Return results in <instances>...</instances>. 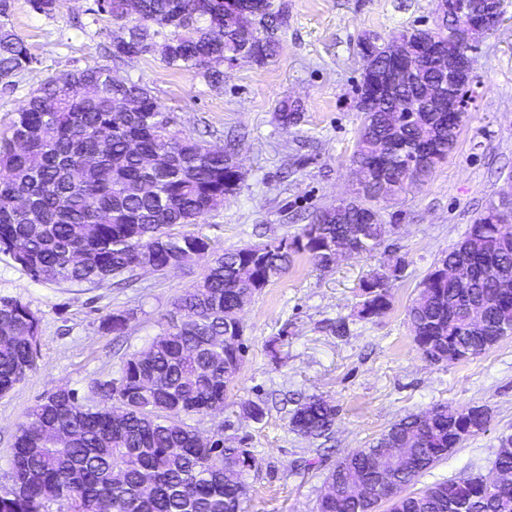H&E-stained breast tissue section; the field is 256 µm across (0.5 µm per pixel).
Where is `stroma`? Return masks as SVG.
<instances>
[{
    "label": "stroma",
    "mask_w": 512,
    "mask_h": 512,
    "mask_svg": "<svg viewBox=\"0 0 512 512\" xmlns=\"http://www.w3.org/2000/svg\"><path fill=\"white\" fill-rule=\"evenodd\" d=\"M284 2L288 19L277 32L278 55L263 65L239 59L225 68L223 83L211 85L150 56L109 61L103 48L119 29L94 14V0H62L51 18L33 12L27 0H14L11 23L37 62L14 86H0V132L48 75L110 65L114 78L145 85L183 134L216 149L228 138L239 141L237 190L188 232L219 251L294 236L316 210L352 192L362 35L391 41L433 25L437 0ZM473 58L474 99L454 149L427 182L381 204L398 226L394 241L407 261L391 288V309L370 320L354 311L360 282L378 257L344 259L323 273L299 256L241 313L247 351L240 374L221 412L190 423L254 455L246 477L248 512H313L341 456L369 447L398 419L436 405L484 406L489 424L419 476L411 491L489 475L500 439L512 436V336L476 358L433 364L415 347L406 319L426 274L512 184V0H503L499 29ZM288 104L298 105V123L280 120ZM203 272L199 260L163 274L139 271L129 288L111 278L96 285L45 283L0 252V298L20 301L39 320L36 370L0 396V493L12 486L16 426L36 400L55 387L87 397L96 382L116 377L125 357L149 345L175 298ZM118 311L128 318L121 336L105 325ZM339 319L347 324L341 336L330 329ZM311 395L337 408L326 450L289 426L296 401ZM258 399L270 406L259 424L240 413L243 401Z\"/></svg>",
    "instance_id": "stroma-1"
}]
</instances>
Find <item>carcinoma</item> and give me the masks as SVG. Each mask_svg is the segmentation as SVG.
Wrapping results in <instances>:
<instances>
[{"mask_svg": "<svg viewBox=\"0 0 512 512\" xmlns=\"http://www.w3.org/2000/svg\"><path fill=\"white\" fill-rule=\"evenodd\" d=\"M97 14L119 25L112 39L115 58L152 56L167 67L192 73L207 83L224 82V62L247 49L266 64L279 50L275 35L285 8L265 0L247 32L239 15L224 11V0H95ZM47 18L59 0H28ZM448 0H438L437 23L401 35L411 54L423 38L443 36L445 48L458 51L443 30ZM11 0H0V84L36 63L10 22ZM372 38L364 64L386 66V44ZM445 78L424 59L413 78L399 86L397 99L411 106L421 89ZM173 117L134 82L112 77L107 65L60 71L46 79L18 107L0 137V251L37 281L98 284L134 273L143 265L166 272L187 250L208 260L207 271L173 304L181 324L167 326L146 350L127 357L119 375L95 385L99 401L84 402L78 392L56 388L44 394L18 423L11 455L12 487L0 495V512H48L59 502L66 512H247L238 496L255 458L246 448L200 438L185 422L224 405L238 378L246 351L243 323L235 311L241 296L261 292L288 270L294 255H307L328 271L336 246L349 241L357 256L384 250L380 268L360 284L357 316L372 319L391 308L390 285L406 260L386 242L396 225L386 222L374 202L378 180L386 177L400 193L427 178L454 148L458 129L421 112L419 119L396 116L393 104L380 102L363 113L350 162L365 171V184L351 197L317 211L301 232L264 245L228 250L218 256L209 241L174 227L193 224L224 204L241 176L227 164L235 145L213 149L172 129ZM467 263L469 292L486 304L484 322L471 327L465 316L464 289L448 272ZM512 278V223L500 224L484 211L464 237L421 284L406 311L410 332L423 357L448 364L477 357L512 335V298L498 296L482 277L486 264ZM0 395L9 393L37 368L39 319L17 300L0 299ZM229 334L237 351L211 342ZM465 348L453 357L448 350ZM243 416L260 423L263 400L241 404ZM336 406L311 396L290 418L293 431L329 441ZM475 436L486 431L472 407L437 405L425 418L411 414L395 421L367 448L354 449L337 462L326 483L336 495L321 497L316 512H512V486L478 484L475 478L435 484L437 498L425 489L389 500L390 487L410 485L448 456V429ZM404 449L420 470L380 477L388 449ZM123 479L117 481L114 475ZM346 486L368 487L359 500Z\"/></svg>", "mask_w": 512, "mask_h": 512, "instance_id": "obj_1", "label": "carcinoma"}]
</instances>
